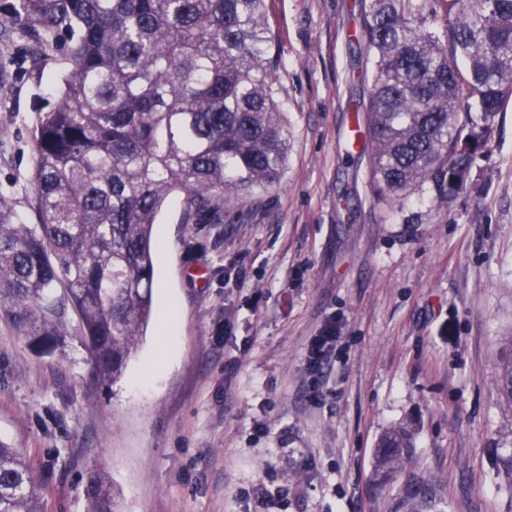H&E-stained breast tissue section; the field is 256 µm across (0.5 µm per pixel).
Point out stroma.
<instances>
[{"instance_id": "stroma-1", "label": "stroma", "mask_w": 512, "mask_h": 512, "mask_svg": "<svg viewBox=\"0 0 512 512\" xmlns=\"http://www.w3.org/2000/svg\"><path fill=\"white\" fill-rule=\"evenodd\" d=\"M0 0V194L36 221L31 127L62 66L37 58ZM290 149L279 188L218 222L171 197L153 228V313L122 378H91L78 320L63 348L0 319V440L44 478V512H89L98 471L120 512H512V99L466 187L376 202L343 132L371 74L357 0H265ZM245 272L244 287L231 284ZM179 310L170 336L167 305ZM337 320L325 396L304 356ZM416 434L411 462L373 479L378 437Z\"/></svg>"}]
</instances>
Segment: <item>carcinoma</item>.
I'll return each mask as SVG.
<instances>
[{"instance_id":"1","label":"carcinoma","mask_w":512,"mask_h":512,"mask_svg":"<svg viewBox=\"0 0 512 512\" xmlns=\"http://www.w3.org/2000/svg\"><path fill=\"white\" fill-rule=\"evenodd\" d=\"M362 0L372 83L356 115L369 186L387 202L416 188L446 203L468 182L512 98V0ZM21 30L63 66L53 107L33 125L38 222L0 194V318L42 349L79 321L93 380L115 383L152 315V230L185 194L196 224L239 194L281 184L288 119L264 0H15ZM62 293H57V289ZM415 433L385 430L374 474L393 480ZM42 482L0 442V512H43ZM90 512H115L88 477Z\"/></svg>"}]
</instances>
